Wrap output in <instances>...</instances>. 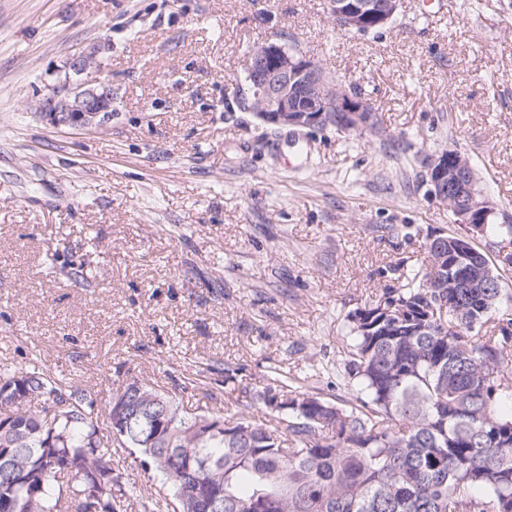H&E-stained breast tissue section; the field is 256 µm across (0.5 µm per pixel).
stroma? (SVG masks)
Returning <instances> with one entry per match:
<instances>
[{
	"label": "stroma",
	"instance_id": "1",
	"mask_svg": "<svg viewBox=\"0 0 512 512\" xmlns=\"http://www.w3.org/2000/svg\"><path fill=\"white\" fill-rule=\"evenodd\" d=\"M103 40L111 120L49 125L70 55ZM272 41L358 86L380 131L240 111L246 52ZM445 149L512 215V0H402L367 34L329 0H0V366L40 358L100 407L136 378L223 407L274 366L335 398L312 369L347 314L463 230L424 178Z\"/></svg>",
	"mask_w": 512,
	"mask_h": 512
}]
</instances>
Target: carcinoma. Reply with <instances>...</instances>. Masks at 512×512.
<instances>
[{
    "mask_svg": "<svg viewBox=\"0 0 512 512\" xmlns=\"http://www.w3.org/2000/svg\"><path fill=\"white\" fill-rule=\"evenodd\" d=\"M455 240L435 236L425 267L346 316L334 400L270 370L226 417L134 380L103 428L38 359L0 366V512H512V294L472 285L488 259ZM114 448L166 475L158 498L123 482Z\"/></svg>",
    "mask_w": 512,
    "mask_h": 512,
    "instance_id": "cac0c4a2",
    "label": "carcinoma"
}]
</instances>
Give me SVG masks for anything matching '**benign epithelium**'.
Listing matches in <instances>:
<instances>
[{
    "label": "benign epithelium",
    "mask_w": 512,
    "mask_h": 512,
    "mask_svg": "<svg viewBox=\"0 0 512 512\" xmlns=\"http://www.w3.org/2000/svg\"><path fill=\"white\" fill-rule=\"evenodd\" d=\"M401 0H330L336 25L364 33L389 24L399 12ZM104 42L92 51L74 53L68 68L77 74L97 66ZM247 84L239 100L259 104L260 120L273 130L294 128L341 132L374 131L371 104L343 85L328 84L323 69L304 55H297L276 42L257 47L246 61ZM112 82L107 79L53 89L40 116L54 127L91 129L103 126L112 116L106 104ZM426 182L431 194L448 206L454 223L467 224L479 233L498 215L497 204L475 187V174L468 157L459 151L440 152L426 161Z\"/></svg>",
    "instance_id": "7a95c632"
}]
</instances>
